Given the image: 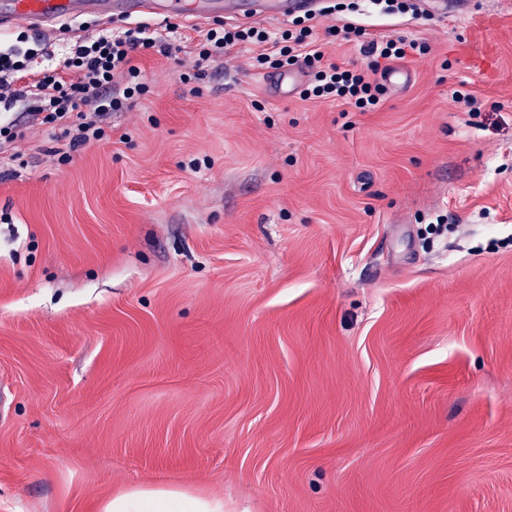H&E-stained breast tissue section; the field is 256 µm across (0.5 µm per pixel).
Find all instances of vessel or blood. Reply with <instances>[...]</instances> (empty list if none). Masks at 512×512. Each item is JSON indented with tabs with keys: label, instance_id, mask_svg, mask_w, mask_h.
I'll list each match as a JSON object with an SVG mask.
<instances>
[{
	"label": "vessel or blood",
	"instance_id": "obj_1",
	"mask_svg": "<svg viewBox=\"0 0 512 512\" xmlns=\"http://www.w3.org/2000/svg\"><path fill=\"white\" fill-rule=\"evenodd\" d=\"M320 0H113L104 7L102 0H14L11 9L0 12V29L23 16L37 29L90 11L110 10L130 19L141 14L164 18L191 16L199 20L221 17L227 20H287L315 12ZM428 12L440 15L464 14L470 0H424Z\"/></svg>",
	"mask_w": 512,
	"mask_h": 512
}]
</instances>
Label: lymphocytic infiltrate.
<instances>
[{"instance_id": "lymphocytic-infiltrate-1", "label": "lymphocytic infiltrate", "mask_w": 512, "mask_h": 512, "mask_svg": "<svg viewBox=\"0 0 512 512\" xmlns=\"http://www.w3.org/2000/svg\"><path fill=\"white\" fill-rule=\"evenodd\" d=\"M175 25L158 32L140 24L121 31L104 25L82 24L71 29L68 49L61 60H54L44 40H29L18 34L14 43L0 44V107L11 110L26 105L33 117L58 127L61 138L76 149L101 139L103 117L125 110L145 92L138 53L155 51L175 56L178 46L170 35ZM327 35L354 42L366 57L363 67H344L325 62L310 16L288 22L276 32L247 24L218 23L209 28L198 50L197 65L228 58L233 50L251 46L259 69L303 67L308 81L300 96L305 100L331 101L360 112L378 111L385 87L380 73L394 62L414 54H424L425 43L394 32L379 38L369 36L353 22L331 25Z\"/></svg>"}]
</instances>
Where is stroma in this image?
Returning <instances> with one entry per match:
<instances>
[{
    "instance_id": "1",
    "label": "stroma",
    "mask_w": 512,
    "mask_h": 512,
    "mask_svg": "<svg viewBox=\"0 0 512 512\" xmlns=\"http://www.w3.org/2000/svg\"><path fill=\"white\" fill-rule=\"evenodd\" d=\"M427 43L379 111L279 97L247 49L148 87L78 149L0 150V512L134 487L224 512H512V26ZM476 97L460 108L454 91Z\"/></svg>"
}]
</instances>
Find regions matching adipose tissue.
Wrapping results in <instances>:
<instances>
[{"mask_svg": "<svg viewBox=\"0 0 512 512\" xmlns=\"http://www.w3.org/2000/svg\"><path fill=\"white\" fill-rule=\"evenodd\" d=\"M108 512H224L222 503L168 489L131 490L118 495Z\"/></svg>", "mask_w": 512, "mask_h": 512, "instance_id": "ef3b65f1", "label": "adipose tissue"}]
</instances>
